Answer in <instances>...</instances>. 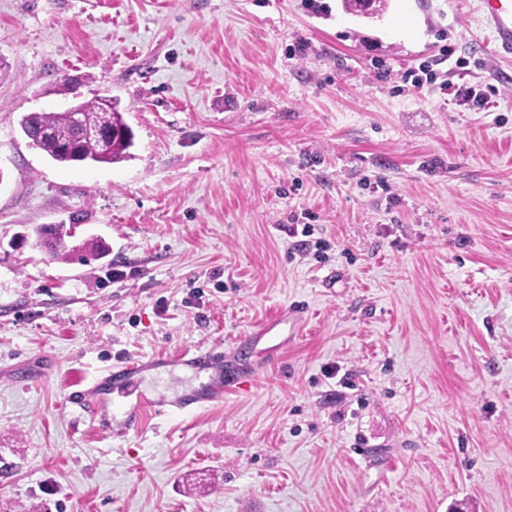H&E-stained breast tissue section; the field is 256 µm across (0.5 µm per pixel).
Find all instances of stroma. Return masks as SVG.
I'll use <instances>...</instances> for the list:
<instances>
[{"label":"stroma","mask_w":512,"mask_h":512,"mask_svg":"<svg viewBox=\"0 0 512 512\" xmlns=\"http://www.w3.org/2000/svg\"><path fill=\"white\" fill-rule=\"evenodd\" d=\"M305 2L0 0V512H512V56L476 0ZM445 44L469 70L394 91ZM76 95L117 102L129 159L21 133ZM40 224L108 252L51 259ZM297 304L280 358L239 349ZM216 343L253 369L216 406L116 436L66 403L177 398L209 371L117 400L104 369ZM452 94L454 97L461 98L462 105H467L475 109H485L490 102L487 92L480 87L469 86L462 90L460 86H458L457 88L454 87L449 93V95Z\"/></svg>","instance_id":"stroma-1"}]
</instances>
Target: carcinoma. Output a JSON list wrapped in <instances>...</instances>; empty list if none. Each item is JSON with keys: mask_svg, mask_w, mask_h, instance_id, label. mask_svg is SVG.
Segmentation results:
<instances>
[{"mask_svg": "<svg viewBox=\"0 0 512 512\" xmlns=\"http://www.w3.org/2000/svg\"><path fill=\"white\" fill-rule=\"evenodd\" d=\"M84 123L99 125L112 121V137L104 140L81 137L69 112H30L21 117L19 126L33 139L35 146L52 160L65 164L92 161L111 164L130 157L134 134L128 130L122 113L112 101L95 98L80 103ZM61 226L42 224L36 233L54 259L68 257L64 250Z\"/></svg>", "mask_w": 512, "mask_h": 512, "instance_id": "1", "label": "carcinoma"}]
</instances>
